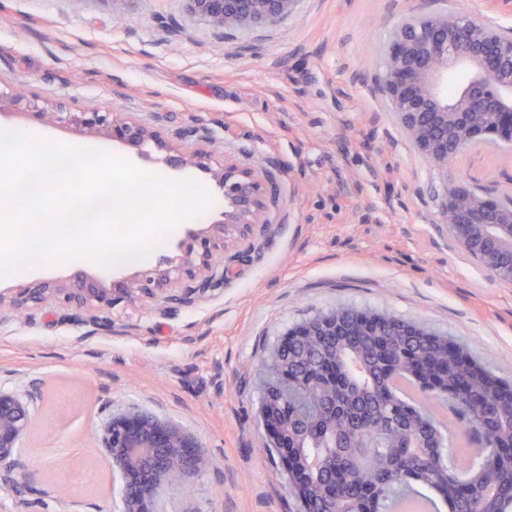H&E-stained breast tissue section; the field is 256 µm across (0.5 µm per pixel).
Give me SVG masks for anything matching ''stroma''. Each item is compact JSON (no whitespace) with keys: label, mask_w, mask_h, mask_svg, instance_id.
<instances>
[{"label":"stroma","mask_w":512,"mask_h":512,"mask_svg":"<svg viewBox=\"0 0 512 512\" xmlns=\"http://www.w3.org/2000/svg\"><path fill=\"white\" fill-rule=\"evenodd\" d=\"M461 7L512 33V0H297L274 24L224 29L186 0H0V88L96 102L172 137L199 123L241 165L261 153L287 166L269 229L210 296L122 303L99 327L50 306L0 314V390L35 411L15 461L0 463V512H122L98 434L132 410L197 435L214 461L190 490H162V512H294L258 416L262 363L289 328L337 308L420 324L512 379V283L440 230V181L384 88L396 25ZM448 176L512 195V146L467 150ZM77 274L112 283L58 262L0 293ZM71 457L97 482L64 475Z\"/></svg>","instance_id":"1"}]
</instances>
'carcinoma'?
<instances>
[{"mask_svg":"<svg viewBox=\"0 0 512 512\" xmlns=\"http://www.w3.org/2000/svg\"><path fill=\"white\" fill-rule=\"evenodd\" d=\"M385 343L352 326L288 347V413L293 443L316 469L299 507L320 512H394L423 488L443 512H512V382L459 343L429 333L404 336L390 318ZM448 367L447 390L405 396L410 368Z\"/></svg>","mask_w":512,"mask_h":512,"instance_id":"obj_1","label":"carcinoma"}]
</instances>
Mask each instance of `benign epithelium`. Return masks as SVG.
Returning <instances> with one entry per match:
<instances>
[{"label":"benign epithelium","mask_w":512,"mask_h":512,"mask_svg":"<svg viewBox=\"0 0 512 512\" xmlns=\"http://www.w3.org/2000/svg\"><path fill=\"white\" fill-rule=\"evenodd\" d=\"M187 2L192 12L222 29L273 23L290 13L296 0ZM456 69L467 70L468 78L450 99L442 83ZM386 85L392 112L443 181L438 224L457 230L452 238L458 248L479 254L486 268L512 272V202L478 195L448 179V157L460 145L487 139L512 143V38L496 36L485 22L458 11L405 18L389 46ZM6 99L37 124L64 126L82 137L105 136L136 157L151 146L167 167L206 171L224 193V219L190 230L177 245L178 260L147 265L131 278L112 280L110 288L79 280L26 288L9 301L17 317L49 305L87 312L95 322L99 313L121 303L154 308L192 303L224 286V253L230 246L255 238L271 224L272 162L264 155L242 166L211 148L207 132L194 125L174 141L160 124L148 126L93 103L75 112L61 103L41 104L35 97L0 91V103ZM294 335H336V312L297 325ZM261 420L283 455L299 454L288 439L280 402L265 401ZM33 426L29 405L0 391V462L14 458ZM100 438L123 482V512H157L160 488L188 489L213 466L197 437L143 412L109 418Z\"/></svg>","instance_id":"obj_1"}]
</instances>
